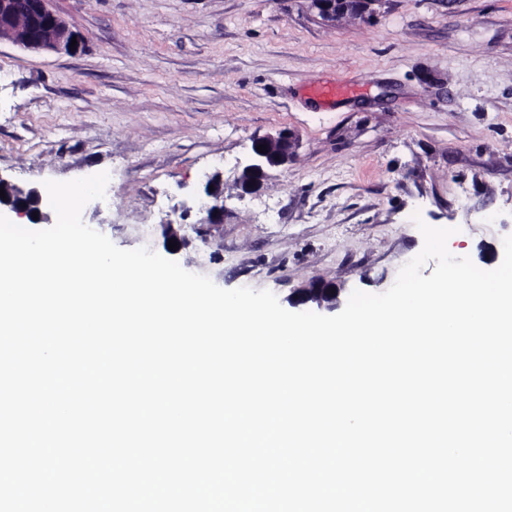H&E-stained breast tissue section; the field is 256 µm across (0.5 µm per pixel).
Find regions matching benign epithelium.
<instances>
[{
    "label": "benign epithelium",
    "instance_id": "7a95c632",
    "mask_svg": "<svg viewBox=\"0 0 512 512\" xmlns=\"http://www.w3.org/2000/svg\"><path fill=\"white\" fill-rule=\"evenodd\" d=\"M51 0H0V41L10 40L33 52H55L73 54L81 47L67 23L50 7ZM309 8L323 21L355 22L365 18L370 6L377 0H307ZM75 48H70L71 40ZM266 150L259 151L257 146ZM299 147V136L290 129H281L274 134L256 137L248 155L237 162L235 187L238 197L255 193L266 181L270 172L284 168L295 159ZM213 190L205 191V198L197 202L203 218L201 230L221 223L224 214V182L219 174L207 180ZM6 199H0V206H6L20 219L36 223L33 212L37 211L39 193L26 191L0 177V189ZM341 289L333 282L314 280L298 289L288 302L293 307L314 306L319 310H334L343 304Z\"/></svg>",
    "mask_w": 512,
    "mask_h": 512
}]
</instances>
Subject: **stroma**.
Masks as SVG:
<instances>
[{"mask_svg":"<svg viewBox=\"0 0 512 512\" xmlns=\"http://www.w3.org/2000/svg\"><path fill=\"white\" fill-rule=\"evenodd\" d=\"M51 7L81 47L0 42V177L27 190L111 174L82 220L119 248L284 305L315 278L387 291L423 247L420 220L484 270L512 235V0H378L336 24L306 0ZM336 83L348 94L311 93ZM284 128L295 161L238 197L237 160ZM216 173L224 222L204 239L191 204Z\"/></svg>","mask_w":512,"mask_h":512,"instance_id":"stroma-1","label":"stroma"}]
</instances>
